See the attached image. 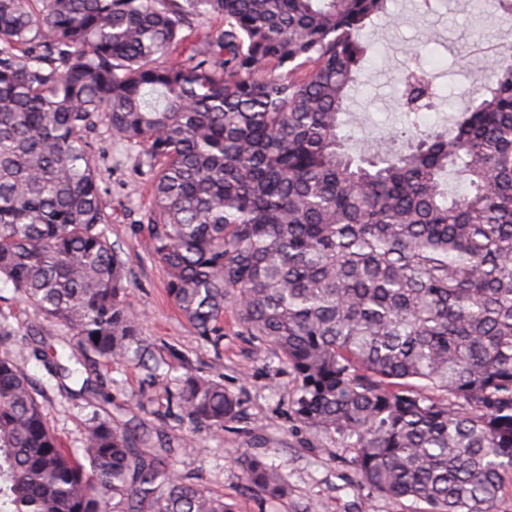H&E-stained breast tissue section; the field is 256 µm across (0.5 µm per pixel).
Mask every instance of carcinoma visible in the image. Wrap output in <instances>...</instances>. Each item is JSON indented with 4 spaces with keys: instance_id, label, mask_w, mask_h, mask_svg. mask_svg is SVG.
<instances>
[{
    "instance_id": "carcinoma-1",
    "label": "carcinoma",
    "mask_w": 512,
    "mask_h": 512,
    "mask_svg": "<svg viewBox=\"0 0 512 512\" xmlns=\"http://www.w3.org/2000/svg\"><path fill=\"white\" fill-rule=\"evenodd\" d=\"M388 2L0 0V278L42 332L70 330L76 368L32 349L60 378L90 362L153 383L179 371L175 420L238 417L223 383L141 336L90 153L103 124L143 149L147 249L199 336L219 347L232 306L292 371L295 420L355 449L372 492L492 512L512 483V50L444 130L355 151L342 128L361 32ZM194 16L223 28L190 42ZM435 104L425 73L405 82L403 111ZM78 394L112 403L88 377ZM193 451L95 411L70 454L0 357V512H228L175 470ZM242 475L288 496L261 455Z\"/></svg>"
}]
</instances>
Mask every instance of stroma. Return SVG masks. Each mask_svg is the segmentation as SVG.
<instances>
[{
  "instance_id": "obj_1",
  "label": "stroma",
  "mask_w": 512,
  "mask_h": 512,
  "mask_svg": "<svg viewBox=\"0 0 512 512\" xmlns=\"http://www.w3.org/2000/svg\"><path fill=\"white\" fill-rule=\"evenodd\" d=\"M393 24L367 29L371 50L353 93L347 117L353 149H372L391 132L419 122L443 127L466 103L468 73L496 66L501 50L512 47V21L492 15V0H440L424 10L415 0H391ZM423 69L435 78L440 99L435 110L412 117L399 99L407 70ZM99 187L110 217L108 238L121 252L130 280L140 332L184 353L203 373L215 376L240 403L237 419L216 430L171 422V447L183 442L197 450L179 456L176 471L207 491L223 496L230 512H426L424 503L393 502L374 495L357 476L353 449L297 422L292 412L295 380L272 352L258 349L234 311L224 314L221 351L197 335L166 294V273L148 253L152 195L141 147L99 127L89 137ZM43 320L21 302L11 283L0 280V356L24 368L47 421L63 448L81 445L94 408L71 396L30 353L34 340L45 350L68 339L66 328L42 332ZM112 395V413L149 425L169 410L167 388L150 383L146 371L130 363L98 367ZM265 456L287 482V497L272 502L247 489L238 463L243 453Z\"/></svg>"
}]
</instances>
